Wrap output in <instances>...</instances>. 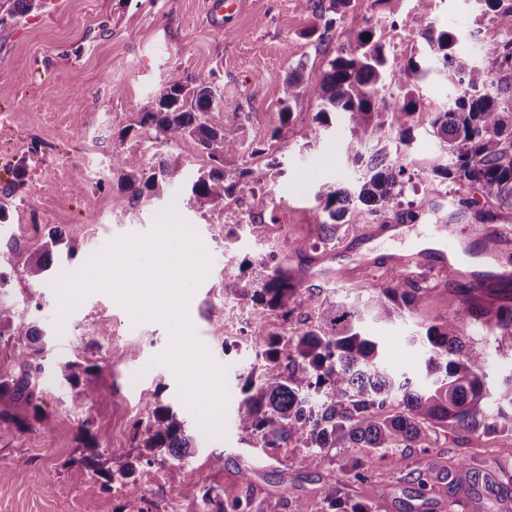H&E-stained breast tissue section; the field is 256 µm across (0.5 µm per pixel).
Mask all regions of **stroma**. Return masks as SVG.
Here are the masks:
<instances>
[{
    "label": "stroma",
    "mask_w": 512,
    "mask_h": 512,
    "mask_svg": "<svg viewBox=\"0 0 512 512\" xmlns=\"http://www.w3.org/2000/svg\"><path fill=\"white\" fill-rule=\"evenodd\" d=\"M213 0H46L40 10L0 22V270L10 274L0 301L12 304L20 317L41 328L45 353L33 357L40 366L37 402L50 417L46 429L21 433L0 424V512H200L202 496L239 494V472L253 471L256 512H292L295 499H315L322 487L341 485L351 496L373 501L377 512H446L441 469L466 454L472 465L500 474L493 512H512V439L467 436L440 441L429 455V490L414 499V484L403 474L372 472L354 479L348 464L353 449L312 453L306 468H296L295 448H266L243 434L236 423L242 385L255 359L246 348L254 331L282 332L281 318L251 319L247 300L230 295L226 283L241 276L257 285L262 267L274 260L291 267L317 254L323 221L319 197L336 187L355 189L365 170L356 153L381 151L406 169L399 208L376 216L375 224H452L469 239L477 212L488 226L512 228V210L480 198L464 182H451L432 171L444 151L431 133V111L460 88L440 61L417 83L428 109L414 117L412 138L400 142L390 111L376 119L387 126L379 145L359 147L351 141L343 116L317 128L322 100L311 89L294 107L289 122L280 116L283 86L291 67L305 64L321 71L335 58L346 34L365 27L390 31L389 57L422 59L424 24L436 30L457 24L459 47L479 69L492 68L483 43L512 25L511 17L478 19L473 0H395L384 15L372 0H345L336 25L325 30L322 0H244V7L222 24L210 20ZM210 71L223 95L214 123L236 137L239 154L225 157V170L282 164L271 183L273 201L247 226L251 192L242 189L227 205L199 207L184 188L160 199L131 206L116 185L97 186L89 173L125 159L146 167L156 161L144 140L119 139L149 104L169 71ZM261 155H252L253 147ZM25 167L22 184H14L16 167ZM86 175L83 192L72 186ZM52 208L56 221L42 223L40 213ZM174 211L197 233L211 258L208 274L191 295L187 317L196 339L211 359L225 367L228 399L222 435H208L179 394L174 371L158 363L171 342L168 327L158 320L134 321L109 293L94 291L68 314L59 311L54 284L57 274L42 282L26 279L23 268L51 234L61 233L75 253L66 263L80 271L118 238L148 234L159 213ZM239 230L236 262H229L224 241ZM432 288L428 302L404 321L370 323L366 330L380 341L384 363L413 382L425 380L424 361L414 343L432 315H449L461 302L460 281L426 277ZM224 325L212 333L213 321ZM80 350L84 364L99 367V397L74 404L68 385L58 379L59 367ZM172 403L196 435L192 457L182 474L169 479L165 468L141 461L133 424L143 418L148 398ZM90 421L107 447L116 451L108 467L135 463L140 499L121 489L106 492L100 479L82 463L78 430ZM224 456L223 468L211 467L212 454Z\"/></svg>",
    "instance_id": "35a3bbf8"
}]
</instances>
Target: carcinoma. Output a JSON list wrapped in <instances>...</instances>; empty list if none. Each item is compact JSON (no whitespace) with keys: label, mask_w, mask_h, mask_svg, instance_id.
<instances>
[{"label":"carcinoma","mask_w":512,"mask_h":512,"mask_svg":"<svg viewBox=\"0 0 512 512\" xmlns=\"http://www.w3.org/2000/svg\"><path fill=\"white\" fill-rule=\"evenodd\" d=\"M475 2L484 15L512 16V0ZM422 37L463 87L460 95L432 113V133L446 153V162H436L432 171L452 182H467L486 198L512 209V40L483 47V54L495 65L491 75L476 68L470 56L458 50L453 30L437 32L426 27ZM384 47L374 28L365 27L346 36L328 69L306 76L300 72L302 66L292 69L281 100L282 123L289 121L293 106L308 90L317 87L322 99L316 116L319 125H329L330 115L341 113L352 140L365 145L378 143L385 132L383 124L372 117L380 108L390 107L399 138L410 137L413 116L425 102L408 85L424 78L429 69L413 59L391 63ZM392 88L399 91L393 102L390 98L394 94L388 93ZM222 109L212 74L169 72L145 111L137 113L135 123L120 133L123 139L135 129L150 146L161 145L165 150L149 168L114 162L110 179L134 205L185 186L202 208L224 204L251 184L258 190L252 191L249 211H265L271 197L264 187L275 177L271 173L274 166H245L226 173L224 157L239 153L240 143L224 132V126L212 123L211 114ZM186 141L193 142L210 163L190 182L185 181L187 161L180 152ZM404 174V169L386 155L378 152L371 156L358 190L337 188L323 197L327 221L321 224L322 240L332 239L339 221L368 224L372 217L397 207ZM63 243L62 236H50L24 267L27 279L43 280L52 267L54 252ZM302 281V267L293 269L278 263L265 265L260 287L251 292L239 280L225 288L250 296L253 318L261 320L275 313L287 322L294 315ZM430 291L398 270L389 271L363 301L333 302L309 289L304 302L320 310L316 324L291 337L254 332L247 338L259 362L244 375L237 406L240 430L262 439L267 448H282L294 435L301 436L307 448H360L362 454L349 464L357 475L380 468V462L388 458L397 467L415 454L419 460L408 475H416L421 488L427 486L422 479L423 459L440 435L467 432L512 438V376L492 389L485 372V348L512 331V308L481 310L469 297L472 289H461L462 306L451 315L432 316L425 334L419 337L426 371L432 375L425 386L378 363V342L362 329L365 317L404 319L425 305ZM476 318L486 336L475 341L462 335V326ZM1 336L14 339V358L21 373L0 378V421L22 433L36 424L49 426V416L35 403L31 362L39 352L42 332L21 320L12 305L0 301ZM78 358L76 349L63 369L76 388L74 403L82 404L97 394V368L81 367ZM21 406L31 411L17 412ZM145 408L146 418L135 421L133 427L145 435L142 447L150 454L147 463L166 468L169 477L175 478L181 474V461L194 454L193 436L171 406L149 399ZM79 439L89 451L84 462L103 478V489L110 491L112 484L118 483L127 497H141V489L132 479L133 465L112 472L100 462L104 453L115 455L123 449L104 447L105 440L87 421L79 428ZM446 479L448 512H456L460 495L472 496L479 475L468 471L461 459L448 470ZM345 496V488L327 485L321 489L319 501L298 499L293 512H320L319 502L336 512H375L372 506L360 503L340 507ZM252 507L253 498L247 492L231 501L207 492L203 512H252Z\"/></svg>","instance_id":"obj_1"}]
</instances>
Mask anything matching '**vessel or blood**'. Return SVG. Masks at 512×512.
I'll list each match as a JSON object with an SVG mask.
<instances>
[{
	"instance_id": "1",
	"label": "vessel or blood",
	"mask_w": 512,
	"mask_h": 512,
	"mask_svg": "<svg viewBox=\"0 0 512 512\" xmlns=\"http://www.w3.org/2000/svg\"><path fill=\"white\" fill-rule=\"evenodd\" d=\"M430 237L433 241L432 246H424L420 239L407 238L405 225L392 224L388 227L387 236L391 249L384 259L374 257L373 246L366 240L351 256L346 255L341 249L315 256L305 277L327 283L361 278L370 275L378 262L383 260L392 268L399 270L416 268L422 271L451 274L464 268L478 280L489 279L500 282L512 280V270L495 264V252L489 248L484 249L481 255L492 261V268L477 269L474 259L478 254H475L468 243L455 236L450 225H432Z\"/></svg>"
}]
</instances>
